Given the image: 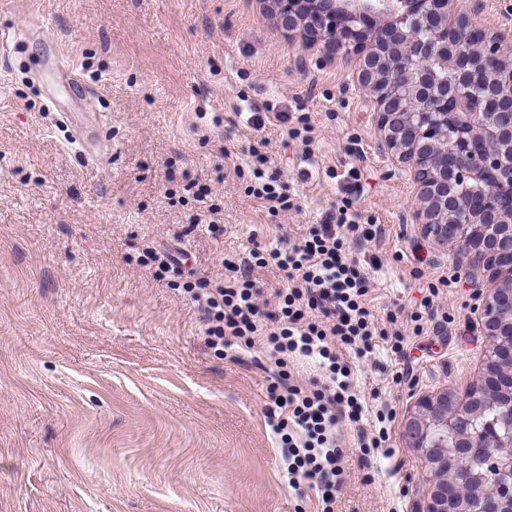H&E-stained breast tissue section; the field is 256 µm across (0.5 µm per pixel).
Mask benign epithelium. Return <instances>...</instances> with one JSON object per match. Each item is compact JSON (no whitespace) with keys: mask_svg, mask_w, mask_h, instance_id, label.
<instances>
[{"mask_svg":"<svg viewBox=\"0 0 512 512\" xmlns=\"http://www.w3.org/2000/svg\"><path fill=\"white\" fill-rule=\"evenodd\" d=\"M321 7L301 16L305 27L317 39L334 46L332 29L325 26L328 14L339 11L352 25L366 13L393 17L392 34L380 33L372 39L362 57L359 82L377 104V126L390 146L399 143L404 122L413 127L408 154L415 159L414 179L427 202V232L434 239L448 237L437 219L457 210L466 212L460 242L465 245L468 271L480 263L491 268L497 258H512V212L503 213L491 204L472 209L457 193L466 182L483 184L490 198L502 183L500 170L504 156L512 158V93H503L499 83L479 65L486 56L497 57L503 47H511L497 35L479 46L471 44L473 18L483 9V0H471V9L457 16L450 27L435 29L422 25L423 18L410 9H400L393 0H318ZM448 125L456 137L438 149L453 160L429 169L433 141L428 139L436 126ZM495 288L474 308L490 337L489 350L502 353L504 335L512 340V264L493 272ZM499 372L511 394L498 416L501 449L483 446L484 430L477 425L482 413V396L469 388L462 396L448 390L424 395L417 402L416 416L406 425V434L422 451L433 474L430 492L413 512H468L472 496L490 499L499 512H512V365L501 367L485 361L484 373ZM454 429L458 458H468L480 468L478 481L465 478V470L448 465V452L432 447L439 431Z\"/></svg>","mask_w":512,"mask_h":512,"instance_id":"7a95c632","label":"benign epithelium"}]
</instances>
